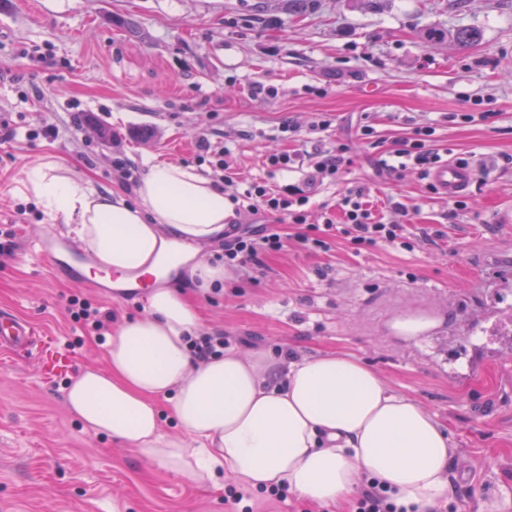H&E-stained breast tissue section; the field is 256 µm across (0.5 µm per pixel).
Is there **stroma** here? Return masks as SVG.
<instances>
[{
    "instance_id": "1",
    "label": "stroma",
    "mask_w": 512,
    "mask_h": 512,
    "mask_svg": "<svg viewBox=\"0 0 512 512\" xmlns=\"http://www.w3.org/2000/svg\"><path fill=\"white\" fill-rule=\"evenodd\" d=\"M0 0V113L13 140L0 143V313L28 319L71 355L43 381L32 357L0 352V512H224V492L199 487L85 430L65 389L80 370L104 366V346L67 313L79 297L139 316L127 300L75 284L34 261L46 232L25 198L31 167L46 159L123 191L119 158L137 171L158 160L207 173L196 141L228 147L243 177L335 205L364 187L374 213L406 225L414 250H354L334 238L303 250L294 226L262 271H231L203 296L202 331L230 336L249 357L299 360L346 352L394 393L415 398L446 429L450 479L466 512L512 493V0H318L295 13L288 0ZM446 33L426 42L427 29ZM461 28L479 31L454 45ZM462 112L489 113L464 123ZM327 117L326 149L346 147L340 180L311 177L313 146L286 138L283 120ZM54 124L55 139L40 137ZM375 130L363 138L362 126ZM436 129L443 159L487 163L465 193L468 207L430 193L414 170L390 174L380 159L414 127ZM301 154L299 168L270 171L267 153ZM442 237L421 240L423 230Z\"/></svg>"
}]
</instances>
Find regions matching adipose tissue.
Listing matches in <instances>:
<instances>
[{"label": "adipose tissue", "instance_id": "adipose-tissue-1", "mask_svg": "<svg viewBox=\"0 0 512 512\" xmlns=\"http://www.w3.org/2000/svg\"><path fill=\"white\" fill-rule=\"evenodd\" d=\"M25 187L89 255L87 276L150 279L142 314L113 328L105 369H84L66 387L84 429L203 487L228 472L253 490L284 485L307 502L329 504L373 479L418 512L452 494L446 430L358 357L328 353L286 368L266 352L193 360L188 336L201 309L168 274L184 269L203 290L224 281L223 266L194 259L203 244L223 238L233 215L212 181L177 162L154 163L131 204L48 160L31 168ZM166 418L178 436L163 434Z\"/></svg>", "mask_w": 512, "mask_h": 512}]
</instances>
